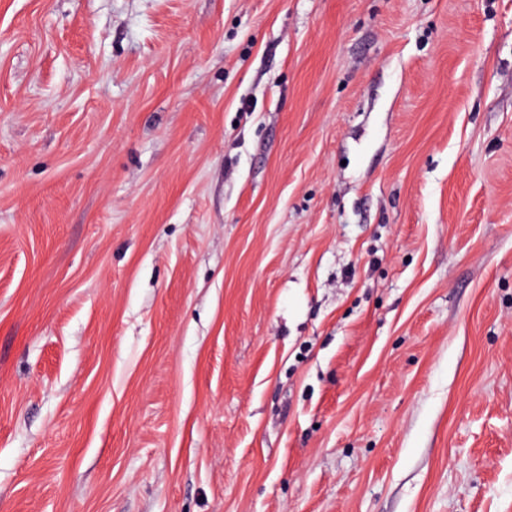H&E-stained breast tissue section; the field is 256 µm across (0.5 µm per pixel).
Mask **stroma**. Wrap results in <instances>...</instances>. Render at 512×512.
<instances>
[{
    "instance_id": "obj_1",
    "label": "stroma",
    "mask_w": 512,
    "mask_h": 512,
    "mask_svg": "<svg viewBox=\"0 0 512 512\" xmlns=\"http://www.w3.org/2000/svg\"><path fill=\"white\" fill-rule=\"evenodd\" d=\"M0 512H512V0H0Z\"/></svg>"
}]
</instances>
